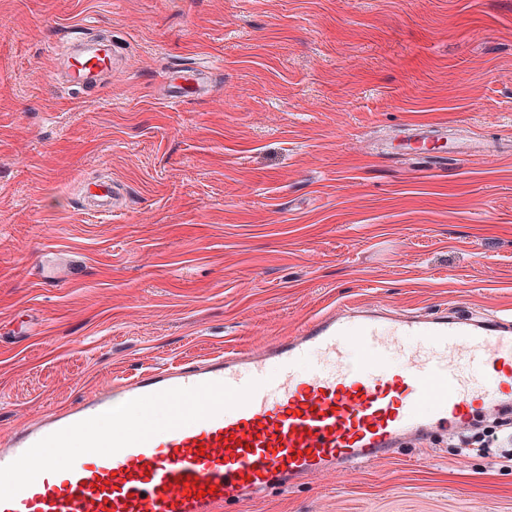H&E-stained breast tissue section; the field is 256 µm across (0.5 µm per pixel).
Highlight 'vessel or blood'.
Masks as SVG:
<instances>
[{
  "label": "vessel or blood",
  "instance_id": "obj_1",
  "mask_svg": "<svg viewBox=\"0 0 512 512\" xmlns=\"http://www.w3.org/2000/svg\"><path fill=\"white\" fill-rule=\"evenodd\" d=\"M60 53L70 87L112 74L111 39ZM81 198L108 213L118 194L85 181ZM121 387V405L88 387L0 441V512H226L316 473L367 467L407 439L512 404V319L347 305L259 349Z\"/></svg>",
  "mask_w": 512,
  "mask_h": 512
}]
</instances>
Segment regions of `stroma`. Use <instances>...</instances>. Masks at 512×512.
Here are the masks:
<instances>
[{"instance_id": "35a3bbf8", "label": "stroma", "mask_w": 512, "mask_h": 512, "mask_svg": "<svg viewBox=\"0 0 512 512\" xmlns=\"http://www.w3.org/2000/svg\"><path fill=\"white\" fill-rule=\"evenodd\" d=\"M77 31L120 59L91 91L61 81ZM184 65L206 91L174 108ZM411 123L487 150L397 153ZM348 302L512 314V0H0V439ZM233 512H512V457L430 437ZM80 191L84 206L96 213H112L118 202L112 182L83 181Z\"/></svg>"}]
</instances>
